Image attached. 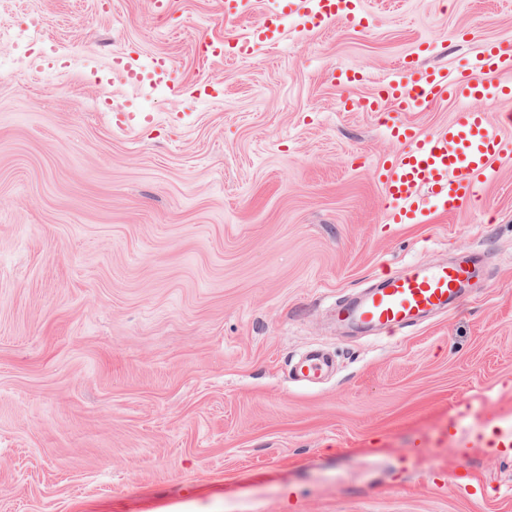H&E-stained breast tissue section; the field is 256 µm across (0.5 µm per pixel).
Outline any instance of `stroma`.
<instances>
[{
	"mask_svg": "<svg viewBox=\"0 0 512 512\" xmlns=\"http://www.w3.org/2000/svg\"><path fill=\"white\" fill-rule=\"evenodd\" d=\"M361 9L243 55L277 0H0V512H512V451L478 443L512 437V159L478 208L391 223L374 171L400 146L360 106L410 56L512 88L473 67L512 51V0ZM158 55L161 81L119 69ZM474 252L487 273L418 327L330 320ZM312 348L335 372L308 385Z\"/></svg>",
	"mask_w": 512,
	"mask_h": 512,
	"instance_id": "1",
	"label": "stroma"
}]
</instances>
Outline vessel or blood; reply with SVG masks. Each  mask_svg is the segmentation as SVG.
I'll return each mask as SVG.
<instances>
[{
  "instance_id": "b4317fda",
  "label": "vessel or blood",
  "mask_w": 512,
  "mask_h": 512,
  "mask_svg": "<svg viewBox=\"0 0 512 512\" xmlns=\"http://www.w3.org/2000/svg\"><path fill=\"white\" fill-rule=\"evenodd\" d=\"M278 13L295 17L307 27L364 22L359 0H282ZM476 65L485 70H512V54L493 46ZM448 90L463 107L444 129L427 137L401 121L386 125L401 144L398 156L376 173L392 223L428 222L430 211L416 201L422 187L428 189L436 209L452 212L474 207L478 201L475 188L487 177L494 160L512 155V139L503 136L500 124L469 106L470 101L486 98V88L467 79L449 81L447 72L439 69L420 71L409 83L397 76L390 78L366 108L376 112L388 104L401 114L417 112ZM477 271L478 262L471 257L449 264L413 263L378 280L357 304L338 305L335 318L380 333L402 330L461 298ZM328 368L327 359L312 353L301 358L295 371L299 379L314 382Z\"/></svg>"
}]
</instances>
